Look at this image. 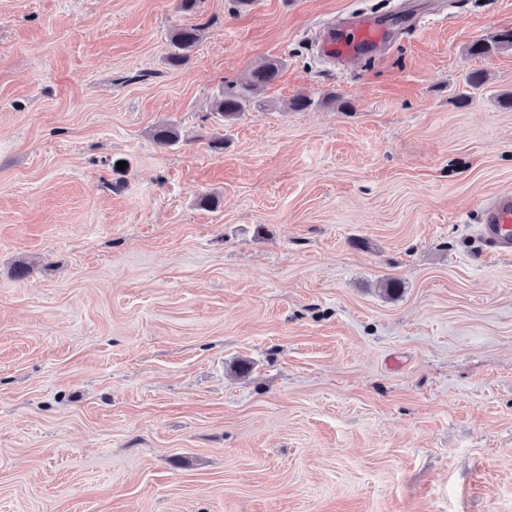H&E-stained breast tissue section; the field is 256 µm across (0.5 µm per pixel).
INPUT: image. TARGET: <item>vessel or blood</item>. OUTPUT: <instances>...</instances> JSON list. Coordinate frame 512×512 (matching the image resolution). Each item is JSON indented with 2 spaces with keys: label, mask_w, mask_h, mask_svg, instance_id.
<instances>
[{
  "label": "vessel or blood",
  "mask_w": 512,
  "mask_h": 512,
  "mask_svg": "<svg viewBox=\"0 0 512 512\" xmlns=\"http://www.w3.org/2000/svg\"><path fill=\"white\" fill-rule=\"evenodd\" d=\"M403 16H391L381 22L369 15L354 16L345 26L329 22L317 43L320 55L347 60L369 52H379L391 45L397 27L402 26ZM479 221L474 226V236L481 252L498 258L512 257V190L504 189L484 196L477 205Z\"/></svg>",
  "instance_id": "obj_1"
}]
</instances>
